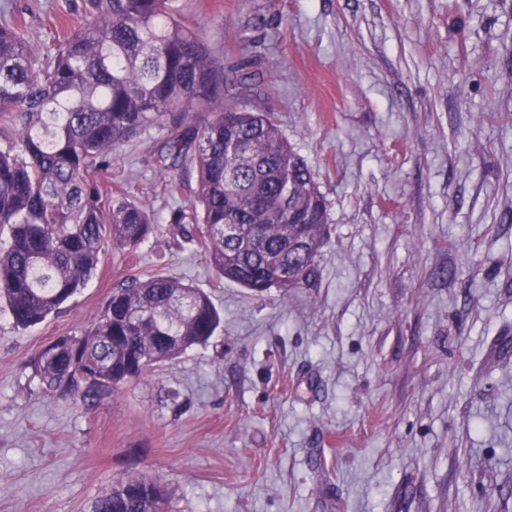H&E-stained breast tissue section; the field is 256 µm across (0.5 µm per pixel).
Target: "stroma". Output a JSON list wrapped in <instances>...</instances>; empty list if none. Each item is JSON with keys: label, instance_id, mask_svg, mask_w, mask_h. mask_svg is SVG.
<instances>
[{"label": "stroma", "instance_id": "obj_1", "mask_svg": "<svg viewBox=\"0 0 512 512\" xmlns=\"http://www.w3.org/2000/svg\"><path fill=\"white\" fill-rule=\"evenodd\" d=\"M90 0H0L41 54ZM225 70L259 81L330 203L308 287L218 282L170 230L194 201L156 162L107 175L161 222L105 245L36 327L0 314V512H90L130 475L169 512H512V0H176ZM208 292L224 329L117 393L73 404L30 364L131 278Z\"/></svg>", "mask_w": 512, "mask_h": 512}]
</instances>
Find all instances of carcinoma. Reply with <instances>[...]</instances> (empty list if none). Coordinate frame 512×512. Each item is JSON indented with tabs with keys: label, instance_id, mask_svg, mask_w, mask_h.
Instances as JSON below:
<instances>
[{
	"label": "carcinoma",
	"instance_id": "obj_1",
	"mask_svg": "<svg viewBox=\"0 0 512 512\" xmlns=\"http://www.w3.org/2000/svg\"><path fill=\"white\" fill-rule=\"evenodd\" d=\"M252 80L224 75L174 0H93L46 56L16 22L0 24V312L15 328L43 323L80 293L106 239L129 252L149 239L153 215L95 175L165 124L158 159L170 170L191 161L200 205L170 223L196 227L218 281L257 295L310 286L332 238L329 203L275 113L246 103ZM226 224L243 235L225 236ZM221 323L205 291L163 274L134 278L32 367L46 392L84 401L208 343ZM168 502L159 480L129 476L92 512H167Z\"/></svg>",
	"mask_w": 512,
	"mask_h": 512
}]
</instances>
